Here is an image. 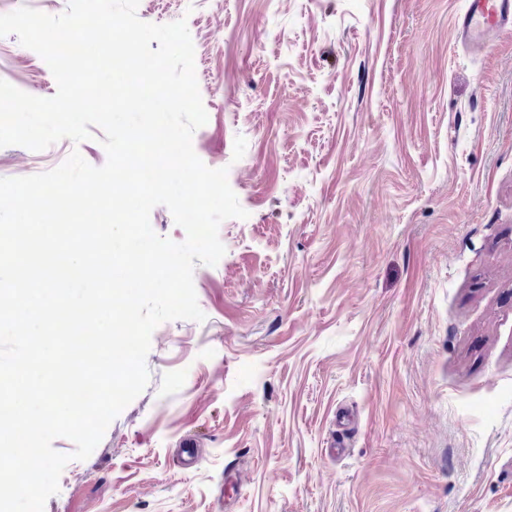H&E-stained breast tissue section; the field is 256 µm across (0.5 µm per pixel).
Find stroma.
<instances>
[{"instance_id": "35a3bbf8", "label": "stroma", "mask_w": 512, "mask_h": 512, "mask_svg": "<svg viewBox=\"0 0 512 512\" xmlns=\"http://www.w3.org/2000/svg\"><path fill=\"white\" fill-rule=\"evenodd\" d=\"M461 6L140 0L187 21L193 149L248 217L194 270L205 321L154 330L146 389L44 512H512V35L455 46ZM0 79L57 91L13 35ZM92 134L0 148V177L103 166Z\"/></svg>"}]
</instances>
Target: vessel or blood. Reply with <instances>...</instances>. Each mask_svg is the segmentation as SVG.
I'll use <instances>...</instances> for the list:
<instances>
[{
    "mask_svg": "<svg viewBox=\"0 0 512 512\" xmlns=\"http://www.w3.org/2000/svg\"><path fill=\"white\" fill-rule=\"evenodd\" d=\"M455 43L480 51L512 34V0H464L452 22Z\"/></svg>",
    "mask_w": 512,
    "mask_h": 512,
    "instance_id": "vessel-or-blood-1",
    "label": "vessel or blood"
}]
</instances>
